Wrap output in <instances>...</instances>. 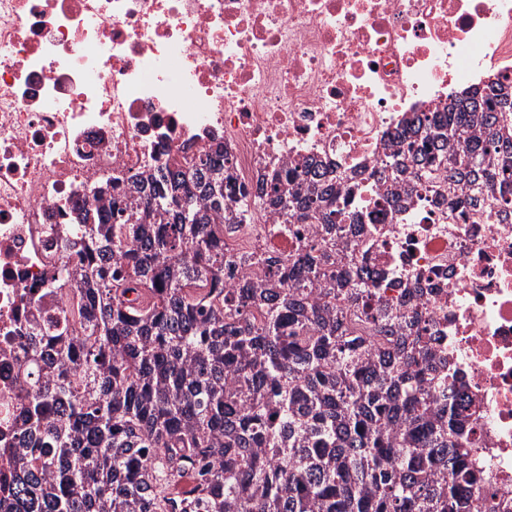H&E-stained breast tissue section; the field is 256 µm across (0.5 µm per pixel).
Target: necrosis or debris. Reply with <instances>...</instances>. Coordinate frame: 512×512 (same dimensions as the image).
<instances>
[{
    "mask_svg": "<svg viewBox=\"0 0 512 512\" xmlns=\"http://www.w3.org/2000/svg\"><path fill=\"white\" fill-rule=\"evenodd\" d=\"M491 69L512 80V0H0V403L31 361L7 334L67 302L47 279L77 260L63 213L84 188L214 133L238 184L311 155L359 173L372 208L400 118ZM274 221L228 225L225 252L284 257L314 233ZM372 252L399 270L389 302L417 287L465 382L493 476L471 512H512V224L420 206L378 225Z\"/></svg>",
    "mask_w": 512,
    "mask_h": 512,
    "instance_id": "necrosis-or-debris-1",
    "label": "necrosis or debris"
}]
</instances>
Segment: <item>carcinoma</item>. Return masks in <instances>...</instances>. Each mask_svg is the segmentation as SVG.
<instances>
[{
  "label": "carcinoma",
  "instance_id": "obj_1",
  "mask_svg": "<svg viewBox=\"0 0 512 512\" xmlns=\"http://www.w3.org/2000/svg\"><path fill=\"white\" fill-rule=\"evenodd\" d=\"M380 159L389 212L425 199L444 224H512V85L453 91L401 120ZM124 179L53 268L71 302L24 319L32 365L0 432V512H470L491 482L459 372L406 292L369 269L360 182L297 157L251 192L212 134ZM312 224L259 280L224 286V225L254 210ZM401 339L377 343L384 328Z\"/></svg>",
  "mask_w": 512,
  "mask_h": 512
}]
</instances>
